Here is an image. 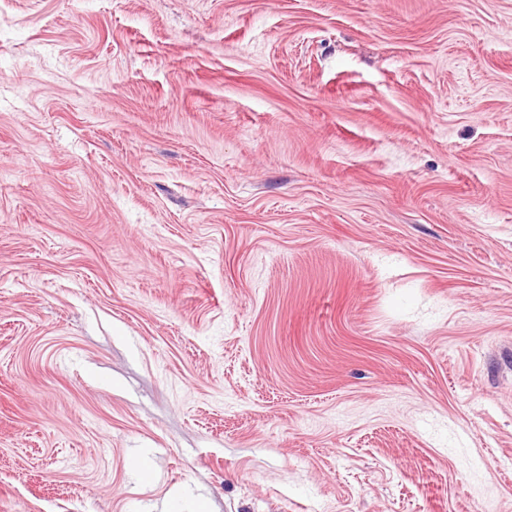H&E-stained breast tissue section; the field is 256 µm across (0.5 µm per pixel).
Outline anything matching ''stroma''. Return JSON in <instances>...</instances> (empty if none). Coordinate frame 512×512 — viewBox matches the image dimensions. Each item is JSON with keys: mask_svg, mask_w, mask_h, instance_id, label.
Instances as JSON below:
<instances>
[{"mask_svg": "<svg viewBox=\"0 0 512 512\" xmlns=\"http://www.w3.org/2000/svg\"><path fill=\"white\" fill-rule=\"evenodd\" d=\"M512 512V0H0V512Z\"/></svg>", "mask_w": 512, "mask_h": 512, "instance_id": "35a3bbf8", "label": "stroma"}]
</instances>
